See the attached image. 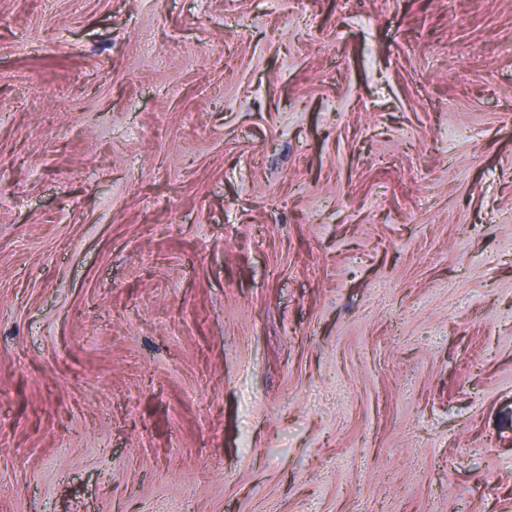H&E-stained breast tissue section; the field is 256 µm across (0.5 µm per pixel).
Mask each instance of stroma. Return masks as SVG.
Instances as JSON below:
<instances>
[{
  "label": "stroma",
  "instance_id": "35a3bbf8",
  "mask_svg": "<svg viewBox=\"0 0 512 512\" xmlns=\"http://www.w3.org/2000/svg\"><path fill=\"white\" fill-rule=\"evenodd\" d=\"M0 512H512V0H0Z\"/></svg>",
  "mask_w": 512,
  "mask_h": 512
}]
</instances>
